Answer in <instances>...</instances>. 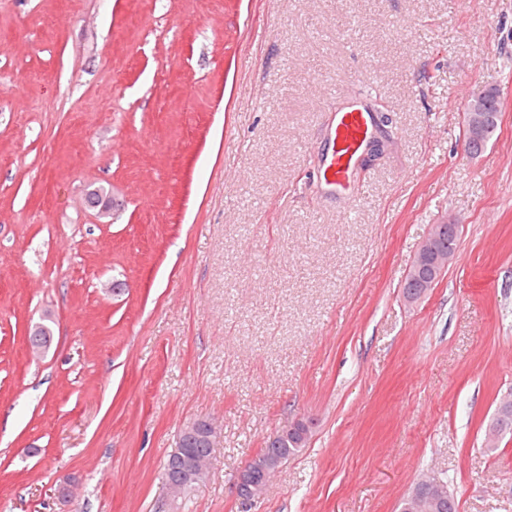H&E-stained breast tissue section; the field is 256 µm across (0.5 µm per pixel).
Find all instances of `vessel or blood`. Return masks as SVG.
Masks as SVG:
<instances>
[{
	"mask_svg": "<svg viewBox=\"0 0 512 512\" xmlns=\"http://www.w3.org/2000/svg\"><path fill=\"white\" fill-rule=\"evenodd\" d=\"M372 133L370 112L357 106L337 112L323 177L328 184L349 187V175Z\"/></svg>",
	"mask_w": 512,
	"mask_h": 512,
	"instance_id": "vessel-or-blood-1",
	"label": "vessel or blood"
}]
</instances>
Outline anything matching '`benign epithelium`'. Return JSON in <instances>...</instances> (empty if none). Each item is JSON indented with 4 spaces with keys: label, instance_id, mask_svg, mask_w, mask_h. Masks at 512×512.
Here are the masks:
<instances>
[{
    "label": "benign epithelium",
    "instance_id": "benign-epithelium-1",
    "mask_svg": "<svg viewBox=\"0 0 512 512\" xmlns=\"http://www.w3.org/2000/svg\"><path fill=\"white\" fill-rule=\"evenodd\" d=\"M489 93L479 92L468 100L466 105V122L470 140L482 138L492 116L485 111V102ZM458 225L444 220L433 224L424 239L419 252L411 266L405 281L403 296L409 303L417 300L428 288L432 287L441 273L453 260L456 249L446 245L445 239L454 235ZM46 328L42 324L31 327L26 336L28 347L33 351L46 349L50 342L43 339ZM312 422L304 417L288 423V427L278 430L270 436V441L290 440L299 444L304 443L311 432ZM183 432L199 438L203 446L215 442L220 435V427L214 420L199 419L183 426ZM280 465L265 462L260 457H253L237 472L234 488L238 498L249 505L264 499L275 471ZM446 498V488L434 478H426L420 482V487L413 495L411 512H434L440 500Z\"/></svg>",
    "mask_w": 512,
    "mask_h": 512
}]
</instances>
